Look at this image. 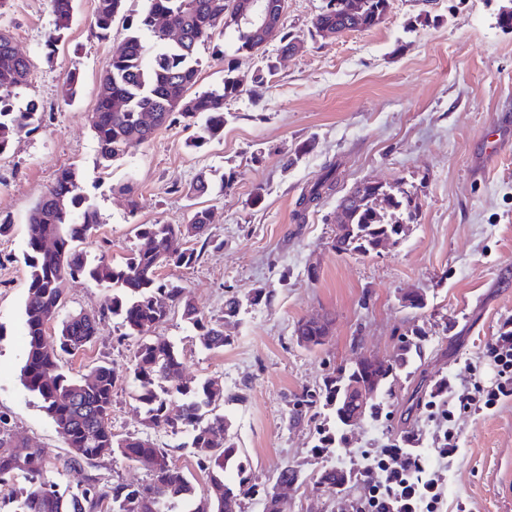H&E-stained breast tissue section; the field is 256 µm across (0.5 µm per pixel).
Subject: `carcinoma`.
Instances as JSON below:
<instances>
[{
    "mask_svg": "<svg viewBox=\"0 0 512 512\" xmlns=\"http://www.w3.org/2000/svg\"><path fill=\"white\" fill-rule=\"evenodd\" d=\"M55 31L48 40L53 47L69 29L74 0H51ZM125 0H97L93 28L97 38L110 36L112 25L122 15ZM236 0H147L136 22L127 26L129 34L112 54L100 78L97 104L90 124L99 147L98 162L108 167L114 158L130 148L152 140L155 133L179 120L199 125L195 146L221 139L224 133L226 101L237 98L245 85H259L275 71L273 59L250 78L237 73L232 64L224 69L222 84L205 91H192L198 82V47L212 45V58L224 60V46L214 42L215 32L227 28L233 33L236 51L252 50L260 45L266 32L236 17ZM267 0L272 16L270 24L278 29L279 50L283 53L304 47L300 36L284 28L277 3ZM327 0L325 9L312 21L315 31L340 34L366 30L373 20L387 12L390 0H345V7ZM179 29L185 40L174 43L163 36V26ZM30 61L16 51L11 39L0 34V97L10 108L0 109V155L15 136L39 127L42 112L29 100L18 103L20 90L29 86ZM149 114L153 121L143 124ZM336 174L328 167L299 205L301 211L318 205L324 196L336 190ZM212 189L210 178L202 172L187 187L186 195L203 197ZM342 221L336 225L331 247L338 253L371 254L388 242L398 243L408 225L403 217H412V198L397 197L380 184L364 181L340 198ZM99 224L96 206L84 193L82 177L73 167L58 171L55 181L32 209L27 224V292L24 301L26 351L20 380L36 395L41 408L53 421L68 451L62 467L74 469L91 465L97 459L119 456L149 470V479L141 484L105 485L88 477L76 491L64 490L46 477L51 456L46 448H32L15 442L0 415V485L23 476L30 488L4 501L0 512H97L108 503V512H242L243 500L258 496L264 512H287L286 505L270 491L258 488L248 472L229 430L231 423L218 408L224 404V384L218 378H205L195 384L184 381L182 356L166 341L153 340L145 333L164 322L169 308L179 307L182 318L197 333L208 350L231 344L224 335V322L236 317L241 308L238 297L224 300V316L206 318L184 287L160 277L169 266L190 267L200 252L192 242L207 244L210 224L206 209L195 211L186 224H142L140 246L120 264L104 259L88 261L79 243ZM84 278L110 288L101 310L79 312L57 321L63 304L62 282ZM120 320L125 335L139 338L134 354L133 400L143 414L144 425L173 434L186 433L196 458V466L206 475L205 486L198 487L181 470L168 462L169 449L155 442L148 433L117 437L112 430V396L120 373L108 361L92 366L73 377L64 371L63 357L93 343L100 325L108 317ZM59 323L56 342L47 339V330ZM331 321L303 319L295 326L297 342L309 349L324 344V329ZM422 332L413 329L405 335L394 364L378 373L353 366L344 374L326 376L322 384L305 389L292 404L289 418L295 424L312 421L327 410L341 424L336 410L342 379H361L370 374L383 388L396 371L406 367L421 352ZM179 402V413L172 415L169 405ZM344 482L343 472L326 467L316 483L334 490Z\"/></svg>",
    "mask_w": 512,
    "mask_h": 512,
    "instance_id": "cac0c4a2",
    "label": "carcinoma"
}]
</instances>
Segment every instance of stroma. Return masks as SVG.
I'll return each mask as SVG.
<instances>
[{
    "label": "stroma",
    "instance_id": "1",
    "mask_svg": "<svg viewBox=\"0 0 512 512\" xmlns=\"http://www.w3.org/2000/svg\"><path fill=\"white\" fill-rule=\"evenodd\" d=\"M326 3L287 0L284 27L305 47L264 84L227 102L221 140L194 148L197 129L181 121L106 168L97 165L89 119L100 76L126 35L124 22L142 13L144 0H126L125 18L106 40L93 32L96 0H75L72 23L51 54L50 0H8L0 9V30L12 34L31 64L21 97L36 100L43 114L38 130L17 136L0 156V213L12 221L0 237V414L14 441L55 457L67 451L39 400L22 386L20 369L28 216L56 173L73 167L100 214L81 245L92 259L123 261L138 244L137 225L184 224L195 210H209L211 243L198 262L162 269L161 276L183 286L208 317L221 316L226 296L243 300L241 314L224 324L232 343L205 349L177 309L150 336L176 345L186 381L223 379V412L253 483L269 489L282 467L300 469L288 512H353L362 488L315 485L321 466L349 469L412 433L432 454L436 424L424 408L432 386L448 377L465 386L484 344L512 321V155L492 162L483 156L490 128L512 126V32L496 25L502 0H390L377 26L325 37L311 21ZM224 48L223 63L200 48L198 90L220 85L225 63L245 76L261 64L259 56L236 52L232 41ZM71 72L79 83L68 98L63 88ZM309 138L315 149L294 157ZM329 166L338 179L334 194L301 211L299 198ZM203 170L234 178L224 191L189 198L185 189ZM364 180L410 194L415 219L394 247L366 256L336 253L337 201ZM123 184L133 185L138 210L118 193ZM258 190L261 205L248 206ZM62 288L67 314L98 311L107 295L82 279H66ZM259 290L267 301L251 303ZM410 292L424 296V308L404 306ZM315 316L330 319L331 333L308 350L294 328ZM414 328L424 335L422 354L378 393L380 412L354 430H337L335 444L314 456V424L288 418L294 394L361 356L391 359ZM137 343L109 318L90 347L66 359L73 375L102 360L120 371L112 403L119 435L145 430L126 376ZM453 425L460 450L444 471L448 512L461 504L468 512H512V399L490 412L456 415ZM91 474L108 485L149 478L145 467L110 456L67 472L52 468L47 476L74 488Z\"/></svg>",
    "mask_w": 512,
    "mask_h": 512
}]
</instances>
